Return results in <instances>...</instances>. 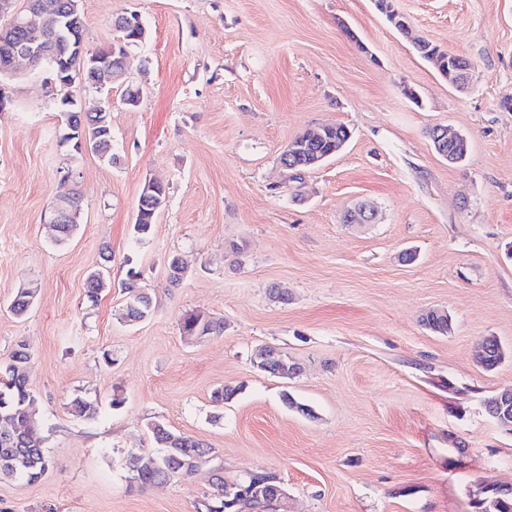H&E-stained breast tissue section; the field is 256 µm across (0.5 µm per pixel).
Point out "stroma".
<instances>
[{
  "label": "stroma",
  "mask_w": 512,
  "mask_h": 512,
  "mask_svg": "<svg viewBox=\"0 0 512 512\" xmlns=\"http://www.w3.org/2000/svg\"><path fill=\"white\" fill-rule=\"evenodd\" d=\"M391 3L409 34L377 0H81L89 52L114 44L116 16L146 28L124 82L74 90L88 110L111 96L114 164L66 140L44 73L21 61L0 82V362L26 343L53 461L36 482L0 479V512H196L218 470L276 473L288 512H475L481 485H512V432L484 406L512 390V111L500 106L512 0ZM415 36L466 57L468 86L420 58ZM129 84L138 105L124 102ZM324 125L350 130L343 149L302 175L284 169L288 143ZM436 127L467 139L465 161L435 151ZM64 181L82 210L59 243ZM151 181L166 200L140 240ZM361 206L373 221L345 223ZM175 257L187 270L173 287ZM100 265L109 285L93 304ZM131 269L154 299L135 325L123 318ZM22 285L36 298L19 318L8 305ZM431 310L448 313V334L422 324ZM188 312L223 319V336H183ZM487 336L506 352L490 371L475 359ZM262 345L300 373L256 370ZM224 386L238 393L215 406ZM77 397L98 416L73 415ZM155 420L213 457L141 489L129 460L154 452Z\"/></svg>",
  "instance_id": "1"
}]
</instances>
